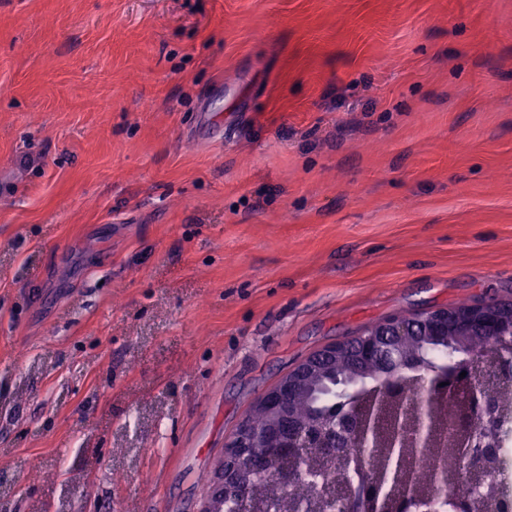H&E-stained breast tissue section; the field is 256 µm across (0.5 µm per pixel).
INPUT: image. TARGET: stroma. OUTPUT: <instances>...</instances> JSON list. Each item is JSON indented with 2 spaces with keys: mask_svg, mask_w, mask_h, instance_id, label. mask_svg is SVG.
Returning <instances> with one entry per match:
<instances>
[{
  "mask_svg": "<svg viewBox=\"0 0 512 512\" xmlns=\"http://www.w3.org/2000/svg\"><path fill=\"white\" fill-rule=\"evenodd\" d=\"M491 301L512 0H0V512H200L302 359Z\"/></svg>",
  "mask_w": 512,
  "mask_h": 512,
  "instance_id": "stroma-1",
  "label": "stroma"
}]
</instances>
